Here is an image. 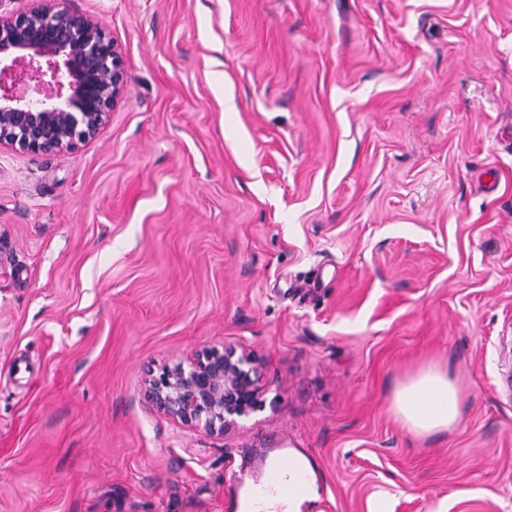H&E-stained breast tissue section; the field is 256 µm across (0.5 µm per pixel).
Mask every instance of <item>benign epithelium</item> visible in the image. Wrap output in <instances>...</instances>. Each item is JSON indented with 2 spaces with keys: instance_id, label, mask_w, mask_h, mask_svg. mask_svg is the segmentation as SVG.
<instances>
[{
  "instance_id": "7a95c632",
  "label": "benign epithelium",
  "mask_w": 512,
  "mask_h": 512,
  "mask_svg": "<svg viewBox=\"0 0 512 512\" xmlns=\"http://www.w3.org/2000/svg\"><path fill=\"white\" fill-rule=\"evenodd\" d=\"M120 51L98 21L36 0L26 12L0 0V147L47 154L94 137L122 94ZM147 400L184 426L222 434L261 409L256 355L199 350L145 380Z\"/></svg>"
}]
</instances>
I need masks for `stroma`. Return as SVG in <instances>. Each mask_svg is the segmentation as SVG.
Here are the masks:
<instances>
[{
	"mask_svg": "<svg viewBox=\"0 0 512 512\" xmlns=\"http://www.w3.org/2000/svg\"><path fill=\"white\" fill-rule=\"evenodd\" d=\"M125 87L62 153L0 149V512H232L265 449L303 512H512V0H62ZM260 359L224 434L145 400ZM451 431L391 410L415 366ZM147 400L184 426L224 434L236 418L260 410L265 385L256 355L234 346L208 347L151 371ZM461 388L441 362L423 364L400 381L391 396V409L415 438L446 432L461 419Z\"/></svg>",
	"mask_w": 512,
	"mask_h": 512,
	"instance_id": "35a3bbf8",
	"label": "stroma"
}]
</instances>
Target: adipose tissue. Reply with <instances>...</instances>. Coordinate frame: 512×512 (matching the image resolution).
I'll use <instances>...</instances> for the list:
<instances>
[{
	"mask_svg": "<svg viewBox=\"0 0 512 512\" xmlns=\"http://www.w3.org/2000/svg\"><path fill=\"white\" fill-rule=\"evenodd\" d=\"M461 388L440 362L421 365L400 381L391 396V409L416 438L446 432L461 419Z\"/></svg>",
	"mask_w": 512,
	"mask_h": 512,
	"instance_id": "obj_1",
	"label": "adipose tissue"
}]
</instances>
